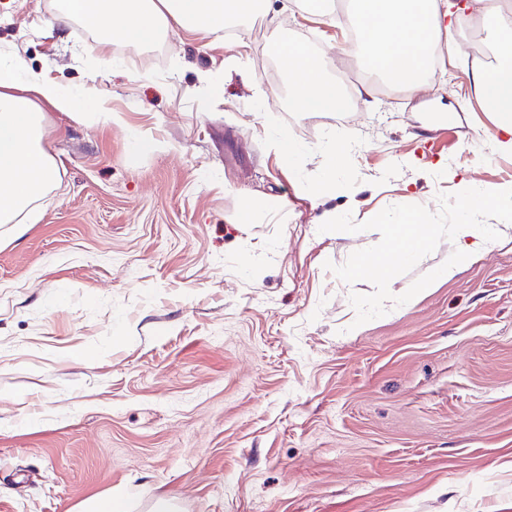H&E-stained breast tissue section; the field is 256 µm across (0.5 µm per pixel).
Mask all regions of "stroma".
<instances>
[{"label":"stroma","instance_id":"1","mask_svg":"<svg viewBox=\"0 0 512 512\" xmlns=\"http://www.w3.org/2000/svg\"><path fill=\"white\" fill-rule=\"evenodd\" d=\"M270 12L260 39L245 23L101 50L78 21L49 27L57 0H0L1 57L122 117L48 109L56 181L35 222L0 227V512L110 493L131 512L160 494L177 512H512V209L487 226L504 242L435 288L444 233L394 282L351 275L396 214L466 223L471 186L512 188L472 46L457 37L426 90L297 112L274 37L318 38L332 74L343 25L294 0ZM236 53L257 83L227 75ZM281 133L301 148L290 170L268 150ZM335 134L350 161L317 199ZM252 195L279 206L244 228Z\"/></svg>","mask_w":512,"mask_h":512}]
</instances>
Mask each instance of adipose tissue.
I'll use <instances>...</instances> for the list:
<instances>
[{
    "mask_svg": "<svg viewBox=\"0 0 512 512\" xmlns=\"http://www.w3.org/2000/svg\"><path fill=\"white\" fill-rule=\"evenodd\" d=\"M268 0H65L57 22L79 17L107 35L131 45L155 42L168 31L183 29L201 34L222 32L227 20H244L267 9ZM349 22L367 42L360 48L367 67L405 89H423L428 77L435 37L453 41L444 23L452 13L450 0H350ZM497 49L498 62L476 67L473 86L485 109L500 130L494 148L512 154V27L493 26L488 32ZM276 49L286 62L291 107L297 112H335L343 101L335 84L324 75V62L302 46L278 41ZM75 115V99L58 82L42 72L23 68L20 62H0V224L18 223L52 183L56 168L42 145L45 115L43 104ZM449 233L458 249L439 279L452 280L474 255L495 245L496 239L476 224H453ZM435 238L426 225L407 212L378 248L361 255L354 276H372L392 282L410 258L430 250Z\"/></svg>",
    "mask_w": 512,
    "mask_h": 512,
    "instance_id": "ef3b65f1",
    "label": "adipose tissue"
}]
</instances>
